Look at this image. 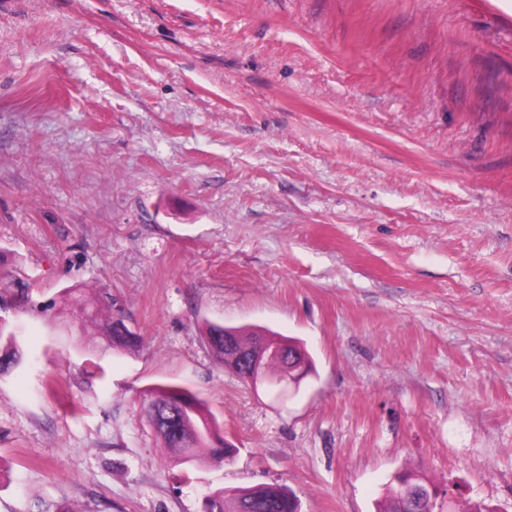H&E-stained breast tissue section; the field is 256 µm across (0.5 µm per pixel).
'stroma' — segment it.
<instances>
[{
    "mask_svg": "<svg viewBox=\"0 0 512 512\" xmlns=\"http://www.w3.org/2000/svg\"><path fill=\"white\" fill-rule=\"evenodd\" d=\"M0 512H203L275 483L389 512L397 473L512 512V14L497 0H0ZM66 287L111 296L93 316ZM297 339L256 391L198 317ZM123 319L142 343L109 347ZM233 449L180 469L140 401ZM78 412H71V405ZM23 328L0 318V377L15 373L23 364ZM179 402L182 410V425L186 427L187 438L177 425L179 417L174 411L172 417L159 419L150 417L148 425L154 431L164 423L163 428L169 434L172 444L183 445L176 447L171 445L167 434L159 429L155 432L161 442V448L167 459L174 466L193 465L201 459L200 450L209 449L210 453L226 459L230 455L228 448H215L214 442H219L223 447V441H219L220 423L217 417L209 410L204 400L187 388L171 383H158L144 390L142 396L143 414H152L154 410H161L172 402Z\"/></svg>",
    "mask_w": 512,
    "mask_h": 512,
    "instance_id": "stroma-1",
    "label": "stroma"
}]
</instances>
